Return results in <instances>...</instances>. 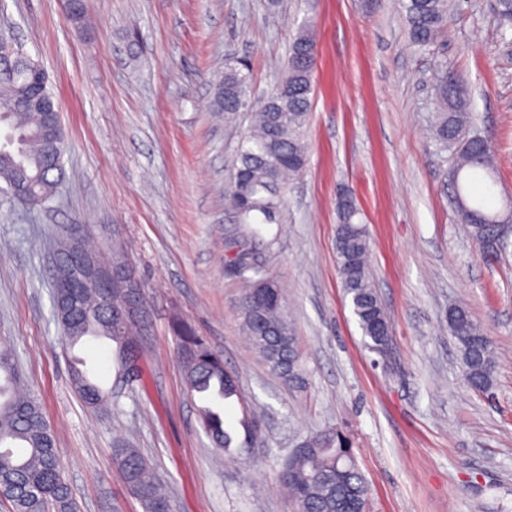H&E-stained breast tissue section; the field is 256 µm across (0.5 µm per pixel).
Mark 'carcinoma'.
I'll use <instances>...</instances> for the list:
<instances>
[{
	"mask_svg": "<svg viewBox=\"0 0 512 512\" xmlns=\"http://www.w3.org/2000/svg\"><path fill=\"white\" fill-rule=\"evenodd\" d=\"M408 45L413 50L437 56L436 49L448 39L451 22L449 0H399ZM316 43L311 27L302 26L289 45L284 75L277 80L260 104H255L249 64L240 59L224 69L215 84L214 102L226 114L253 112L250 129L242 136L233 172L225 189V199L245 232L230 239L236 252L234 265L246 268L254 262L251 240L260 237L258 224L281 223L285 207V180L300 174L307 164L304 133L314 94ZM17 60L20 74H0V124L13 137L10 148H0V179L10 178L17 166L37 179V191L53 196L62 170L47 169L46 133L43 115L25 109L19 102L27 82L25 73L40 69L39 62L15 43L0 40V60ZM435 115L432 137L442 148L454 149L451 172L456 174L454 202L460 223L470 227L476 243L489 250L496 247L494 219L504 210L491 211L485 202L470 196L471 181L481 177L487 189L497 179L494 152L485 151L472 138L476 129L467 89L456 77L448 81V65L439 61L433 85ZM336 264L341 286L356 317L366 346L378 354L387 349L391 325L374 286L369 263V238L361 213L352 199L343 194L338 201ZM246 290L240 313L246 335L272 370L296 378L298 349L294 328L288 320L283 290L276 305L256 307V288L242 276ZM139 323H132L120 335L112 332L111 313L99 308L97 295L82 296L90 317L61 328L62 343L72 349L86 337L116 343L118 372L128 371L138 358V324L147 321L149 307L144 289H139ZM448 329L456 340L464 380L474 391L489 392L493 385L492 341L477 325L467 307L450 310ZM179 349L188 391L208 400L199 409L201 427L218 453L226 457L242 454L249 447L258 416L247 412L238 421L242 435L224 419L223 402L238 395V385L224 368L223 358L200 340L191 329L178 326ZM86 362L73 361L71 380L80 399L95 408L111 391L92 381ZM20 374L13 349L0 342V502L8 512H77L65 479L57 450V440L46 422L39 402L20 393ZM112 461L126 486L138 491L145 512H173L168 490L156 479L152 463L136 448L113 449ZM282 487L294 501L297 512H365L368 492L358 466L338 436L332 432L307 437L288 456L279 475Z\"/></svg>",
	"mask_w": 512,
	"mask_h": 512,
	"instance_id": "1",
	"label": "carcinoma"
}]
</instances>
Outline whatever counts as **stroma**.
<instances>
[{
	"instance_id": "obj_1",
	"label": "stroma",
	"mask_w": 512,
	"mask_h": 512,
	"mask_svg": "<svg viewBox=\"0 0 512 512\" xmlns=\"http://www.w3.org/2000/svg\"><path fill=\"white\" fill-rule=\"evenodd\" d=\"M317 41L308 165L290 182L282 223L264 226L263 271L286 288L300 377L273 372L241 330V279L224 200L245 113L213 108L233 59L248 60L256 96L283 75L298 25ZM47 71L66 150L55 195L29 205L0 181V338L53 429L79 512H143L112 465L127 444L147 456L174 512H295L277 484L306 437L343 433L369 489L367 512H512V245L481 253L455 218L449 153L433 141L436 58L407 44L398 0H87L75 26L66 0H0V34ZM512 26L491 0H463L440 59L467 84L478 128L498 149V208L512 194ZM349 192L370 241L375 286L393 326L383 358L362 343L336 266L337 198ZM81 226L97 249L121 243L143 283L151 329L139 378L116 405L86 407L71 358L111 388L115 343L65 353L48 251ZM466 303L494 342L491 395L465 384L448 310ZM236 375L242 406L264 415L251 463L225 459L187 391L176 323Z\"/></svg>"
}]
</instances>
